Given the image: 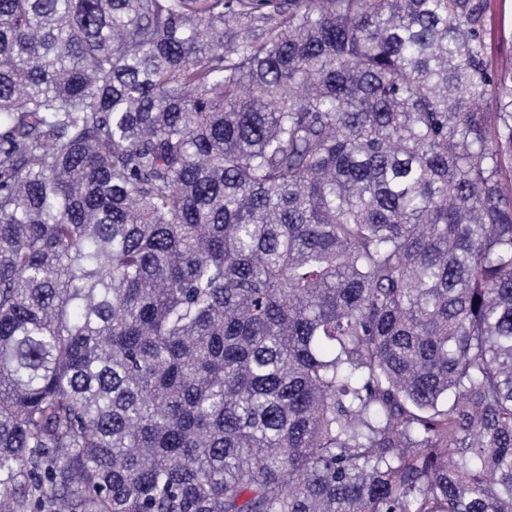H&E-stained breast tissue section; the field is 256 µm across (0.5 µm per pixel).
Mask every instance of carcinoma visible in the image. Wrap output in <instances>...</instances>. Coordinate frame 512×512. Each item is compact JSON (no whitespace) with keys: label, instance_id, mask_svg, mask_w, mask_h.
<instances>
[{"label":"carcinoma","instance_id":"cac0c4a2","mask_svg":"<svg viewBox=\"0 0 512 512\" xmlns=\"http://www.w3.org/2000/svg\"><path fill=\"white\" fill-rule=\"evenodd\" d=\"M490 0H0V512H512Z\"/></svg>","mask_w":512,"mask_h":512}]
</instances>
